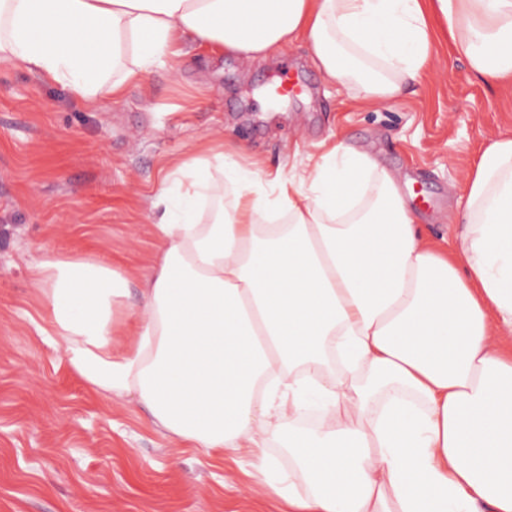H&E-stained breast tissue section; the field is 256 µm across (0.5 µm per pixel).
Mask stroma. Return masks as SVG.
<instances>
[{"mask_svg":"<svg viewBox=\"0 0 512 512\" xmlns=\"http://www.w3.org/2000/svg\"><path fill=\"white\" fill-rule=\"evenodd\" d=\"M121 96L87 105L0 60V512H284L254 484L246 453L208 460L178 447L137 404L89 390L28 322L38 261L91 257L130 278L137 305L157 253L152 198L179 162L247 148L297 170L336 139L397 174L431 242L453 251L466 173L512 137V84L488 85L436 32L420 82L387 107H356L304 42L255 62L188 44ZM300 75L306 90L274 95Z\"/></svg>","mask_w":512,"mask_h":512,"instance_id":"35a3bbf8","label":"stroma"}]
</instances>
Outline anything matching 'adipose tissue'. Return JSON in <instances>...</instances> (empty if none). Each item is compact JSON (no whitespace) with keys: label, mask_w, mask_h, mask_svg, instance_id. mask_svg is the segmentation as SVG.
Listing matches in <instances>:
<instances>
[{"label":"adipose tissue","mask_w":512,"mask_h":512,"mask_svg":"<svg viewBox=\"0 0 512 512\" xmlns=\"http://www.w3.org/2000/svg\"><path fill=\"white\" fill-rule=\"evenodd\" d=\"M433 3L471 71L511 82L512 0ZM189 40L248 61L305 42L382 107L419 78L431 32L421 0H0V59L89 104ZM171 176L182 211L155 195L135 309L110 265L37 266L49 316L33 327L88 388L204 456L247 451L288 512H512V138L467 174L450 255L396 175L341 140L288 175L216 150ZM283 427L281 472L267 447Z\"/></svg>","instance_id":"obj_1"}]
</instances>
